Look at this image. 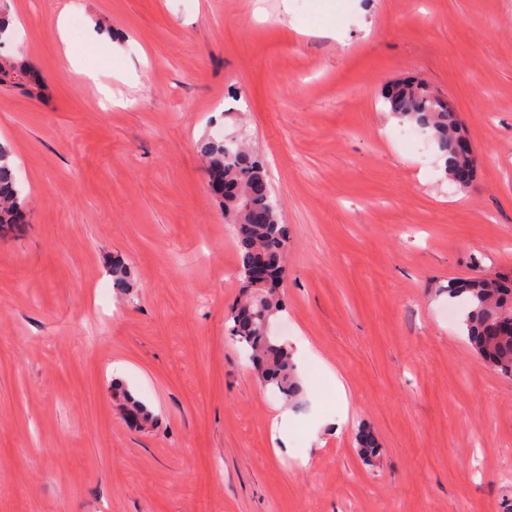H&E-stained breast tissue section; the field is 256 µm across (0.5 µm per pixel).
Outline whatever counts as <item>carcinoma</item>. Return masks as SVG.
<instances>
[{
	"label": "carcinoma",
	"mask_w": 512,
	"mask_h": 512,
	"mask_svg": "<svg viewBox=\"0 0 512 512\" xmlns=\"http://www.w3.org/2000/svg\"><path fill=\"white\" fill-rule=\"evenodd\" d=\"M384 98L390 112L431 131L446 157L448 175L460 185L467 184L473 165L456 154V114L440 108L436 94L413 79L391 84ZM199 149L207 161L209 177L224 187V218L234 226L239 250L243 292L238 305L230 310L229 335L244 345L260 382L293 402L301 392L293 353L272 331L273 319L283 308L279 284L288 248L287 226L281 222L263 164L248 150L239 145L226 152L224 142L210 139ZM25 205L26 195L16 178L11 150L0 143V233L20 227ZM260 259L272 271L268 288L254 287L249 278ZM448 293L462 304V329L473 349L487 365L512 378V325L501 331L495 327L500 318L512 315V275L467 279L448 286ZM122 397L128 418L144 427L152 423V414L144 404L127 393ZM357 444L366 460L380 455L374 436L365 429L358 432Z\"/></svg>",
	"instance_id": "cac0c4a2"
}]
</instances>
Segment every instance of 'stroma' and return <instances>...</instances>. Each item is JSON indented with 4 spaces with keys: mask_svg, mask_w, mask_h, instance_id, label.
<instances>
[{
    "mask_svg": "<svg viewBox=\"0 0 512 512\" xmlns=\"http://www.w3.org/2000/svg\"><path fill=\"white\" fill-rule=\"evenodd\" d=\"M6 9L21 26L5 51L41 87L0 86L27 212L0 236V512H512V379L446 293L512 272V0ZM318 25L334 37L307 35ZM404 78L456 112L467 186L434 143L400 139L382 93ZM207 138L249 146L289 229L277 321L302 373L293 404L227 333L239 261ZM302 335L334 375L306 374ZM116 379L151 428L125 420Z\"/></svg>",
    "mask_w": 512,
    "mask_h": 512,
    "instance_id": "obj_1",
    "label": "stroma"
}]
</instances>
